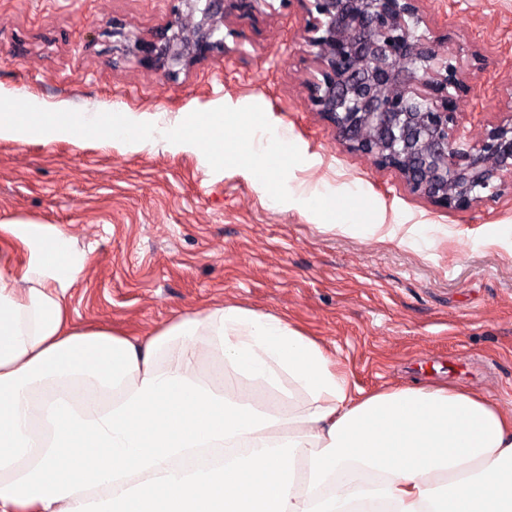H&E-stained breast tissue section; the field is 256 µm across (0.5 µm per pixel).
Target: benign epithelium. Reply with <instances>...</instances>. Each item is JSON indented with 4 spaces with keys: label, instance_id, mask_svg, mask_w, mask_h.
Segmentation results:
<instances>
[{
    "label": "benign epithelium",
    "instance_id": "7a95c632",
    "mask_svg": "<svg viewBox=\"0 0 512 512\" xmlns=\"http://www.w3.org/2000/svg\"><path fill=\"white\" fill-rule=\"evenodd\" d=\"M147 34L112 25V63L135 59L173 76L227 52L224 25L267 0H172ZM307 15L304 40L317 75L308 102L347 150L394 171L409 193L444 209H469L512 188V114L478 144L458 134L464 63L443 56L448 39L423 0H283ZM423 33H418L419 28Z\"/></svg>",
    "mask_w": 512,
    "mask_h": 512
}]
</instances>
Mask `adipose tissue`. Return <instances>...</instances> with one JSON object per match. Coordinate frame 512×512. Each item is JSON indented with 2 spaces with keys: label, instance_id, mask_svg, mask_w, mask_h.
<instances>
[{
  "label": "adipose tissue",
  "instance_id": "1",
  "mask_svg": "<svg viewBox=\"0 0 512 512\" xmlns=\"http://www.w3.org/2000/svg\"><path fill=\"white\" fill-rule=\"evenodd\" d=\"M0 241L28 251L0 270V512H512V413L459 387L364 394L233 304L76 328L87 252L20 219Z\"/></svg>",
  "mask_w": 512,
  "mask_h": 512
}]
</instances>
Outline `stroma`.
I'll return each instance as SVG.
<instances>
[{
	"label": "stroma",
	"mask_w": 512,
	"mask_h": 512,
	"mask_svg": "<svg viewBox=\"0 0 512 512\" xmlns=\"http://www.w3.org/2000/svg\"><path fill=\"white\" fill-rule=\"evenodd\" d=\"M444 51L470 56L461 132L479 141L512 114V0H425ZM170 0H0V96L50 110L174 119L256 104L303 161L290 188L324 201L269 203L242 169L191 151L0 138V219L57 226L90 260L74 322L142 335L218 302L287 317L322 340L368 393L445 383L512 412V189L468 210L434 206L347 151L313 112L306 19L275 0L233 19L226 55L169 78L113 65L112 23L145 33ZM398 225L396 239L362 225ZM433 226L432 245L409 243Z\"/></svg>",
	"instance_id": "obj_1"
}]
</instances>
